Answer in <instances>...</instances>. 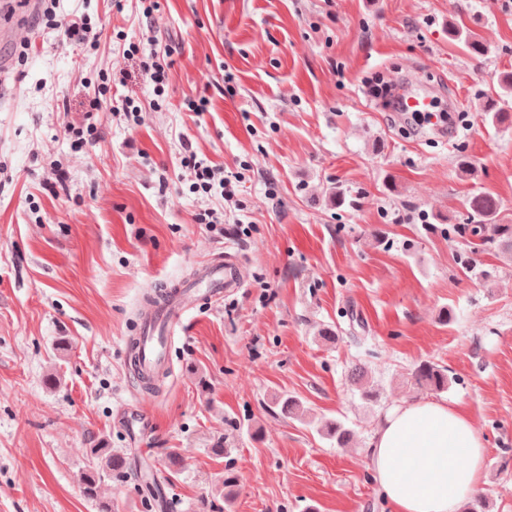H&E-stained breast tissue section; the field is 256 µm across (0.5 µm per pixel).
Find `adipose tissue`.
<instances>
[{"instance_id":"obj_1","label":"adipose tissue","mask_w":512,"mask_h":512,"mask_svg":"<svg viewBox=\"0 0 512 512\" xmlns=\"http://www.w3.org/2000/svg\"><path fill=\"white\" fill-rule=\"evenodd\" d=\"M482 435L461 410L435 400L389 410L368 450L391 512H458L482 483Z\"/></svg>"}]
</instances>
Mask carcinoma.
<instances>
[{
	"label": "carcinoma",
	"mask_w": 512,
	"mask_h": 512,
	"mask_svg": "<svg viewBox=\"0 0 512 512\" xmlns=\"http://www.w3.org/2000/svg\"><path fill=\"white\" fill-rule=\"evenodd\" d=\"M448 35L464 39L468 50L474 54L484 51L483 43L471 31L465 32L455 26L448 28ZM486 119L494 124L512 122V104L503 96L490 99L485 113ZM498 204L489 196L477 195L468 202L467 214L461 224H451L449 233L463 239L471 248L470 260L477 263V255L485 251L512 253V224L497 222ZM416 381L430 390L440 393L448 390L452 378L448 369L432 360L421 362L415 370ZM325 435L336 440V445H344L350 438V430L339 420L325 424ZM89 464L80 473V481L87 499L96 503L98 512H111L109 504L98 500V487L102 476L123 477L127 473L125 457L106 448L98 440L90 441Z\"/></svg>",
	"instance_id": "1"
}]
</instances>
